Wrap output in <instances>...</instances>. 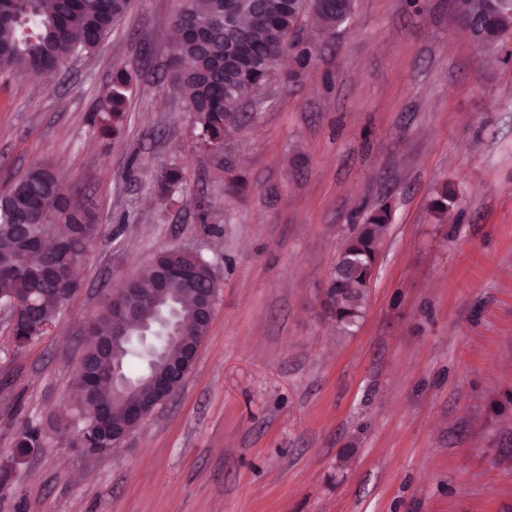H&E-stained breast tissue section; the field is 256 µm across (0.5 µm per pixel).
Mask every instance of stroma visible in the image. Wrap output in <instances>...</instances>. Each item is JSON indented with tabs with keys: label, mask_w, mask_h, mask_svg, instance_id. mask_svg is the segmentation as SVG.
Segmentation results:
<instances>
[{
	"label": "stroma",
	"mask_w": 512,
	"mask_h": 512,
	"mask_svg": "<svg viewBox=\"0 0 512 512\" xmlns=\"http://www.w3.org/2000/svg\"><path fill=\"white\" fill-rule=\"evenodd\" d=\"M178 8L131 0L61 72L0 73V193L44 162L100 216L39 339L15 348L0 307V459L23 426L46 435L0 512H512V32L487 51L454 0H355L345 27L303 25L311 60L246 96L216 159L170 79ZM119 68L125 122L106 137ZM385 200L364 314L337 334L320 297ZM167 244L210 262L213 322L177 392L87 455L63 439L85 323ZM182 169L175 163L170 164L159 182L161 196L170 202L175 201V194L182 181ZM175 188L173 193H170Z\"/></svg>",
	"instance_id": "1"
}]
</instances>
